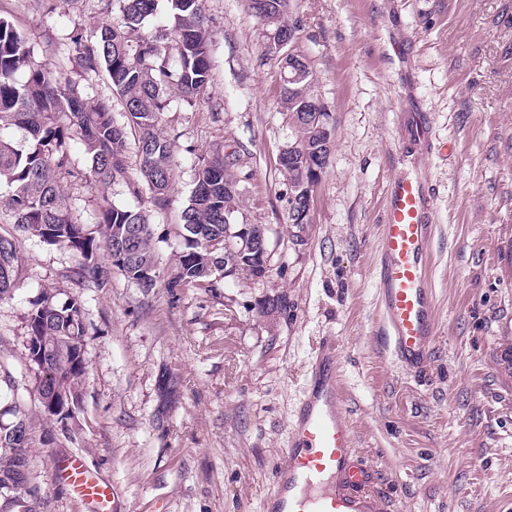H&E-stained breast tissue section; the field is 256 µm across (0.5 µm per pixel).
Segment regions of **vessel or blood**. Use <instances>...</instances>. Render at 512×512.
Instances as JSON below:
<instances>
[{"label":"vessel or blood","mask_w":512,"mask_h":512,"mask_svg":"<svg viewBox=\"0 0 512 512\" xmlns=\"http://www.w3.org/2000/svg\"><path fill=\"white\" fill-rule=\"evenodd\" d=\"M407 121L414 143L433 149L429 113H408ZM393 160L404 171L388 185L378 227L379 318L373 334L402 370L417 374L429 365L439 332L430 252L437 229L435 198L426 168L408 164L404 147H396ZM339 369L337 339L323 337L261 512H381L380 478L354 448ZM54 478L89 512H112L111 486L80 457L60 460Z\"/></svg>","instance_id":"vessel-or-blood-1"}]
</instances>
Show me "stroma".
I'll return each instance as SVG.
<instances>
[{"mask_svg": "<svg viewBox=\"0 0 512 512\" xmlns=\"http://www.w3.org/2000/svg\"><path fill=\"white\" fill-rule=\"evenodd\" d=\"M211 84L169 93L160 129L177 166L165 206L125 183L65 186L84 223L101 195L142 209L159 276L145 290L102 288L71 253L20 242L19 282L0 300V409L19 402L29 441L22 491L31 512H86L53 478L81 456L112 486L113 512H260L320 337L340 342L357 453L382 477L383 512H507L512 506V0H293L296 47L335 129L309 223L288 220L278 154L293 139L279 65L246 0H206ZM35 46L66 51L98 0L47 12L0 0ZM412 52L405 67L391 38ZM429 112L439 334L430 365L403 373L376 341L373 265L385 192L408 105ZM221 153L236 177L238 224H259L267 272L216 287H171L194 187V161ZM79 298L87 373L67 426L40 411L28 313L41 289Z\"/></svg>", "mask_w": 512, "mask_h": 512, "instance_id": "obj_1", "label": "stroma"}]
</instances>
